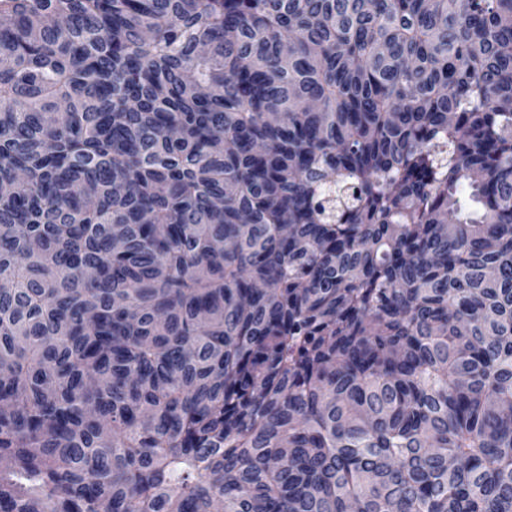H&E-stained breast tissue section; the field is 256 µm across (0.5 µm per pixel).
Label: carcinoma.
<instances>
[{"label":"carcinoma","mask_w":512,"mask_h":512,"mask_svg":"<svg viewBox=\"0 0 512 512\" xmlns=\"http://www.w3.org/2000/svg\"><path fill=\"white\" fill-rule=\"evenodd\" d=\"M0 512H512V0H0Z\"/></svg>","instance_id":"cac0c4a2"}]
</instances>
